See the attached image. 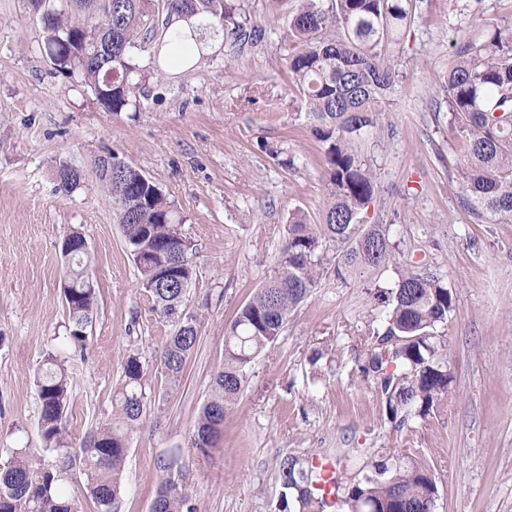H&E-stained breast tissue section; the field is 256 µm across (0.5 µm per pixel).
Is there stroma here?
<instances>
[{"label": "stroma", "mask_w": 512, "mask_h": 512, "mask_svg": "<svg viewBox=\"0 0 512 512\" xmlns=\"http://www.w3.org/2000/svg\"><path fill=\"white\" fill-rule=\"evenodd\" d=\"M297 0H247L266 26L262 45L238 53L208 39L198 64L167 71L161 98L115 114L53 70L31 0H0V462L18 449L55 464L39 428L36 376L48 355L69 376L70 447L112 415L122 361L139 354L151 396L125 461L120 512H150L161 466L180 470L192 512H275L279 463L317 458L362 477L378 454L412 449L433 470L434 512H512V223L476 220L458 190L466 151L449 124L445 69L472 17L512 29V0H412L414 24L394 49L402 77L367 152L378 185L364 214L383 224L399 260L436 274L455 309L442 329L448 401L425 420H389L380 388L361 371L364 339L379 327L376 287L396 267L326 278L261 353L219 444L200 453L194 423L224 365V329L274 271L293 212L318 223L321 146L298 112L279 40ZM280 150L294 167L279 164ZM116 153L180 208L195 244L187 314L198 344L177 389L161 346L173 325L139 285L96 159ZM81 173L70 195L56 169ZM88 242L98 311L85 344L67 336L61 241Z\"/></svg>", "instance_id": "1"}]
</instances>
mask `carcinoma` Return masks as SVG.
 Instances as JSON below:
<instances>
[{"label":"carcinoma","mask_w":512,"mask_h":512,"mask_svg":"<svg viewBox=\"0 0 512 512\" xmlns=\"http://www.w3.org/2000/svg\"><path fill=\"white\" fill-rule=\"evenodd\" d=\"M246 0H34L43 30L42 49L53 68L96 92L112 89L97 101L110 112H138L157 99L164 69L162 47L184 67L197 63L206 33L220 34L240 52L265 41L267 30L254 22ZM410 0H301L288 18L280 51L291 82L301 94L310 135L324 151L326 181L320 223L295 213L277 257L278 272L235 314L224 331V367L213 377L211 395L195 425L194 447L213 448L224 422L236 408L256 357L281 335L291 312L322 279L342 281L350 271L376 270L394 262L386 229L371 227L367 249L351 235L376 192L375 174L360 152L368 132L379 125L388 94L398 78L392 48L398 34L414 23ZM156 46L154 65L142 56ZM444 92L456 134L467 151L460 162L459 191L467 208L488 224L512 223V32L490 24L478 37L462 31L448 61ZM112 159L107 176L102 159L95 167L112 197L125 249L139 273L140 288L152 309L174 323L161 364L167 384L176 387L198 341L196 319L184 313L187 289L196 275L195 244L181 230L174 200L142 182L140 169ZM57 190L72 193L76 170L63 166ZM335 256L328 257L329 251ZM89 253L70 255L65 274L73 284L65 296L68 337L83 344L80 329L92 325L97 286L84 284ZM375 297L385 308L382 328L365 340V376H373L385 398L387 416L399 423L421 420L448 399L445 342L439 328L454 311V298L440 279L405 267L389 288ZM123 382L112 396V421L89 434L73 455L66 451L63 423L69 393L64 364L47 356L37 374L40 431L45 447L65 449L49 467L21 450L0 465V512H80L66 494L71 470L81 464L87 494L97 512H120L124 463L131 434L146 411L140 356L122 362ZM152 504L159 512H191L182 479L163 464ZM284 491L278 512H288L289 497L298 512H323L327 493L321 468L301 467L285 456L279 463ZM334 483L348 512H434L436 480L410 451L382 455L356 481Z\"/></svg>","instance_id":"carcinoma-1"}]
</instances>
